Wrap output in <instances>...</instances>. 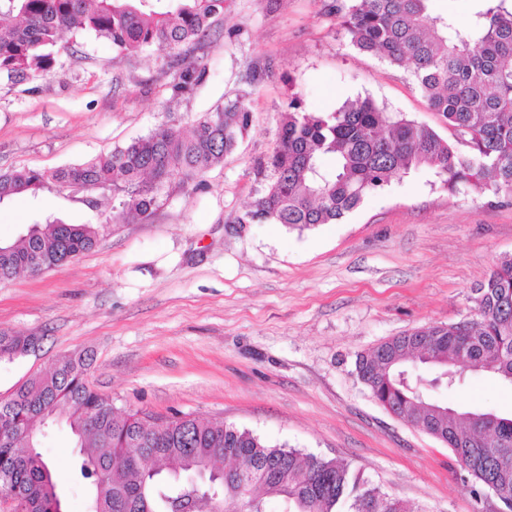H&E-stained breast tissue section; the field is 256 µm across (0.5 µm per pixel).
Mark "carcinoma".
<instances>
[{
    "label": "carcinoma",
    "instance_id": "obj_1",
    "mask_svg": "<svg viewBox=\"0 0 512 512\" xmlns=\"http://www.w3.org/2000/svg\"><path fill=\"white\" fill-rule=\"evenodd\" d=\"M0 0V76H45L68 36L95 35L124 51L153 49L174 63L185 46L206 47L224 0ZM429 0H336L353 47L396 66H408L428 107L457 132L462 151L434 129L386 111L370 98L334 112L311 113L297 99L281 115L276 147L262 169L269 182L239 224L310 228L334 224L364 198L420 168L450 189L512 198V9L475 13L466 26L434 17ZM205 68L179 70L177 91L192 90ZM250 125L240 101L205 115L188 133L166 124L128 146L51 171L0 173V203L22 193L78 184L108 188L119 209L103 224H32L12 244L0 243V281L23 272L27 259L45 269L94 248L109 223L148 221L172 181L197 190L204 174L233 153ZM335 161L327 171L324 157ZM473 308L459 324L406 331L356 361L360 381L382 406L434 438L442 437L470 492L487 488L512 512V416L450 411L425 395L426 386L452 388L476 367L512 385V256L495 264L476 288ZM25 352L23 337L0 331V361ZM413 358L436 370L431 379L406 377ZM87 356H64L44 376L0 401V490L20 495L27 512H52L58 481L39 451L42 427L66 422L79 448L80 474L91 488L90 512H267L274 496L282 512H410L349 463L272 445L250 430L220 420L174 415L146 429L142 410L118 412L112 398L87 382ZM236 459L241 477L211 480ZM115 470L107 481L104 472ZM203 471L196 485L176 474Z\"/></svg>",
    "mask_w": 512,
    "mask_h": 512
}]
</instances>
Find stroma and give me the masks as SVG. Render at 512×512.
Listing matches in <instances>:
<instances>
[{
	"instance_id": "35a3bbf8",
	"label": "stroma",
	"mask_w": 512,
	"mask_h": 512,
	"mask_svg": "<svg viewBox=\"0 0 512 512\" xmlns=\"http://www.w3.org/2000/svg\"><path fill=\"white\" fill-rule=\"evenodd\" d=\"M335 3L226 0L206 51L186 53L206 75L184 94L173 93L176 70L161 57L85 33L67 39L50 75L0 77V173L82 163L165 124L191 129L236 100L251 118L202 189L169 190L151 220L114 224L76 260L0 284V330L41 338L0 362V400L59 357L86 353L89 385L116 408L219 418L273 445L346 460L413 512H498L490 490L471 493L446 444L372 397L355 363L388 338L469 315L475 288L512 255V200L451 191L419 169L335 224H236L267 183L257 169L292 99L331 112L368 97L457 140L408 68L351 46ZM84 197L55 187L0 204V241L49 215L97 224L111 212V194L95 192L94 209ZM429 396L512 414V386L480 371ZM41 451L64 512H88L69 426L49 424Z\"/></svg>"
}]
</instances>
